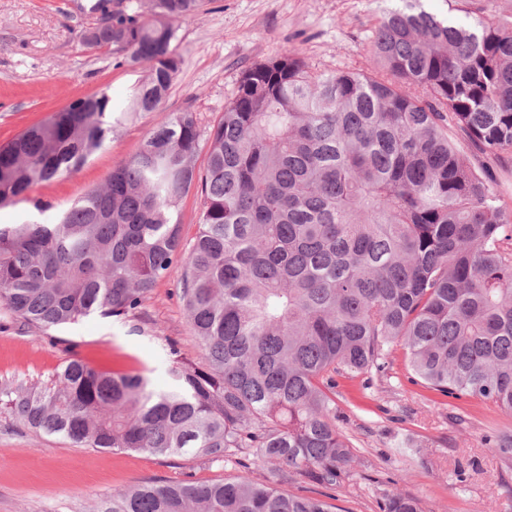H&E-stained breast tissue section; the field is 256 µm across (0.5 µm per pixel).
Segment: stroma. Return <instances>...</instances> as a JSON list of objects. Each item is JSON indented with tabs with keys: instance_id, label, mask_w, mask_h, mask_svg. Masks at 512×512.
I'll list each match as a JSON object with an SVG mask.
<instances>
[{
	"instance_id": "35a3bbf8",
	"label": "stroma",
	"mask_w": 512,
	"mask_h": 512,
	"mask_svg": "<svg viewBox=\"0 0 512 512\" xmlns=\"http://www.w3.org/2000/svg\"><path fill=\"white\" fill-rule=\"evenodd\" d=\"M92 0H0V145L71 100L106 92L123 118L103 147L71 175L0 205V224L44 219L104 187L157 124L193 112L209 131L234 97L243 71L297 49L309 66H366L371 37L396 0H208L178 25L179 71L161 111L125 113L148 66L117 64L110 49L89 48ZM426 9L461 19H512V0H423ZM184 261L175 262L142 311L91 316L50 330L22 324L0 304V385L41 387L71 359L163 381V350L202 364L206 351L180 298ZM406 351L396 347L384 372L354 374L336 389V424L355 450L357 476L330 490L297 481L290 494L326 500L336 512H379L383 494L419 499L423 512H512V466L491 442L512 433V415L474 397L454 399L412 382ZM233 466L193 455L75 448L30 431L0 406V512H92L95 503L141 482L233 480Z\"/></svg>"
}]
</instances>
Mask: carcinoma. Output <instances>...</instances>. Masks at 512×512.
I'll list each match as a JSON object with an SVG mask.
<instances>
[{
  "label": "carcinoma",
  "instance_id": "obj_1",
  "mask_svg": "<svg viewBox=\"0 0 512 512\" xmlns=\"http://www.w3.org/2000/svg\"><path fill=\"white\" fill-rule=\"evenodd\" d=\"M366 69L310 67L295 49L247 68L208 136L193 113L156 126L109 184L53 222L0 225V302L49 330L145 306L198 233L181 286L208 363L166 353L174 388L69 360L43 387H1L23 426L77 448L248 468L211 484H142L97 512H332L288 494L342 488L354 448L336 429V377L383 371L396 345L415 380L512 414V207L493 164L512 155V22L400 0ZM203 0H96L82 33L149 65L128 112H159L181 62L175 24ZM120 119L101 92L0 146V204L77 171ZM380 512H422L387 494Z\"/></svg>",
  "mask_w": 512,
  "mask_h": 512
}]
</instances>
